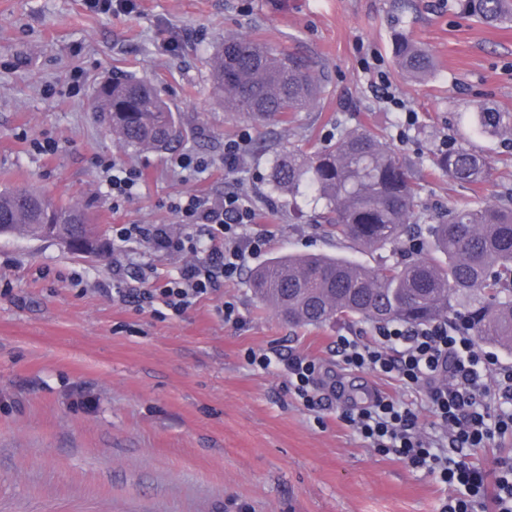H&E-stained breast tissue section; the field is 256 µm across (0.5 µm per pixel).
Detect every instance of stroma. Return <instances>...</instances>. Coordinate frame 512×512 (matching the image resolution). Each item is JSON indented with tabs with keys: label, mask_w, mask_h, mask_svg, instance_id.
I'll return each mask as SVG.
<instances>
[{
	"label": "stroma",
	"mask_w": 512,
	"mask_h": 512,
	"mask_svg": "<svg viewBox=\"0 0 512 512\" xmlns=\"http://www.w3.org/2000/svg\"><path fill=\"white\" fill-rule=\"evenodd\" d=\"M428 48L436 69L404 75L399 35ZM228 37H247L308 59L323 91L287 121L258 124L211 93L210 60ZM118 72L151 81L183 135L170 150L134 153L93 112L97 87ZM512 111V22L485 26L448 0H135L129 14L86 0H0V190L30 187L89 215L102 252L54 239L0 235V512H438L442 484L378 455L343 420L368 394L398 399L428 434L424 389L348 369L336 339H373L374 322L292 326L257 300L248 277L225 283L242 320L223 323L221 298L179 318L121 303L113 266L149 263L176 275L179 260L133 243L112 250L116 224H172L170 198L240 189L265 216L254 264L288 253L342 254L369 267L379 255L336 243L314 224L313 194L273 190L277 157L310 152L369 128L411 168L420 188L418 230L448 208L512 197V142L478 133L485 103ZM249 131L244 164L224 170V143ZM53 140L54 152L35 150ZM487 158L479 186L448 179L445 147ZM211 167L183 182L175 155ZM119 157L144 182L112 211L97 158ZM114 285L104 294L100 284ZM279 355L266 370L247 350ZM317 358L330 409L300 403L282 360Z\"/></svg>",
	"instance_id": "35a3bbf8"
}]
</instances>
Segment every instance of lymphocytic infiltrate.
I'll use <instances>...</instances> for the list:
<instances>
[{"label": "lymphocytic infiltrate", "mask_w": 512, "mask_h": 512, "mask_svg": "<svg viewBox=\"0 0 512 512\" xmlns=\"http://www.w3.org/2000/svg\"><path fill=\"white\" fill-rule=\"evenodd\" d=\"M112 210L135 196L142 171L119 160H100ZM178 228L166 224H117L112 240L144 243L156 253L182 257L175 276L155 287V270L137 266L134 278L141 290L120 294L121 302L136 310L159 305L168 316L182 317L224 282L238 279L250 259L267 242L250 234L257 221L254 208L237 190L223 197L188 193L170 200ZM336 349L344 364L394 377L405 386L425 387L429 404L443 429L439 440L428 441L416 431L415 417L393 397L381 393L366 400L344 420L378 453L426 470L447 489L440 512H483L485 475L468 453L486 447L495 435L512 433V366H498L493 356L478 350L475 337L447 320L407 328L399 324L378 327L374 342L340 336ZM295 394L308 410L329 406L321 390L319 362L305 354L290 355L285 363Z\"/></svg>", "instance_id": "obj_1"}]
</instances>
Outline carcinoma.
<instances>
[{
    "instance_id": "cac0c4a2",
    "label": "carcinoma",
    "mask_w": 512,
    "mask_h": 512,
    "mask_svg": "<svg viewBox=\"0 0 512 512\" xmlns=\"http://www.w3.org/2000/svg\"><path fill=\"white\" fill-rule=\"evenodd\" d=\"M453 7L488 26L512 22V0H455ZM395 53L410 77L433 69L431 54L402 35ZM211 81L225 110L257 121L308 111L321 94L310 64L242 37L224 40L211 59ZM95 111L127 150H164L180 136L170 104L147 79L112 76L97 90ZM474 123L484 134L512 141L511 111L482 106ZM436 164L459 183L481 185L489 177L474 149L450 148ZM270 182L290 193L308 185L322 201L315 223L365 252L397 254L418 203L409 167L368 128L310 153L288 150L275 161ZM1 224L29 237L91 238L80 208L31 188L0 192ZM250 287L292 323L365 319L417 326L453 317L479 343L512 353V202L449 209L448 219L432 225L427 245L401 261L371 269L338 255H282L256 267Z\"/></svg>"
}]
</instances>
